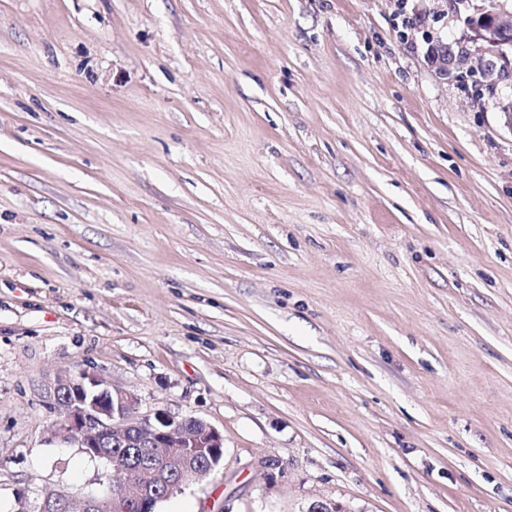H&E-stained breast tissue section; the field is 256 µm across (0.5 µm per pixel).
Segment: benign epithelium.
I'll return each instance as SVG.
<instances>
[{
    "mask_svg": "<svg viewBox=\"0 0 512 512\" xmlns=\"http://www.w3.org/2000/svg\"><path fill=\"white\" fill-rule=\"evenodd\" d=\"M475 37L487 50L496 52L500 69L512 75V9L497 7L479 13L473 25ZM431 62L446 72L455 64L451 47L444 45L431 54ZM54 410L57 417L52 435L73 443L92 458H104L116 464V458L102 444L117 434L127 435L128 445L156 449L150 481L131 497L112 492V487L83 500L79 512H101L103 504H112L111 512H156L166 494L181 492L202 480L200 460H209L207 472L217 468L224 456L223 435L197 417L175 416L165 410L143 414L137 397L114 387L100 376L81 370L64 372L54 386ZM64 494H55L38 506V512H60L70 507Z\"/></svg>",
    "mask_w": 512,
    "mask_h": 512,
    "instance_id": "obj_1",
    "label": "benign epithelium"
}]
</instances>
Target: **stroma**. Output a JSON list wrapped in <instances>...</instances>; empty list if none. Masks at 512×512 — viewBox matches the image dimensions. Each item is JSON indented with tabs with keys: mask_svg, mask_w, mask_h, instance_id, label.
Returning <instances> with one entry per match:
<instances>
[{
	"mask_svg": "<svg viewBox=\"0 0 512 512\" xmlns=\"http://www.w3.org/2000/svg\"><path fill=\"white\" fill-rule=\"evenodd\" d=\"M487 4L0 0V512L111 477L79 369L223 434L157 512H512Z\"/></svg>",
	"mask_w": 512,
	"mask_h": 512,
	"instance_id": "35a3bbf8",
	"label": "stroma"
}]
</instances>
